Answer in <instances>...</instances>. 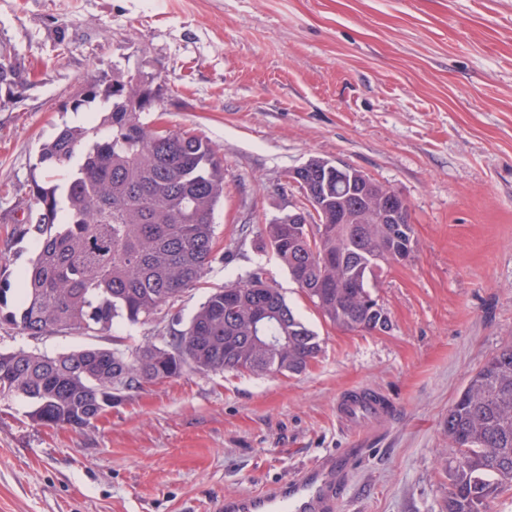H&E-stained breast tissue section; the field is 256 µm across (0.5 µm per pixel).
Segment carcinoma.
I'll use <instances>...</instances> for the list:
<instances>
[{"label": "carcinoma", "instance_id": "cac0c4a2", "mask_svg": "<svg viewBox=\"0 0 512 512\" xmlns=\"http://www.w3.org/2000/svg\"><path fill=\"white\" fill-rule=\"evenodd\" d=\"M23 76L0 54V87ZM153 75L101 72L86 97L112 102L98 124L65 127L43 145L39 163L78 162L64 187L33 182L37 254L8 320L28 336L79 332L96 336L117 319L155 321L204 277L215 260L213 215L224 200V161L204 138L168 130L156 137L134 98ZM384 185L355 184L366 204ZM304 197L320 206L316 224L265 225L267 245L322 316L348 331L371 332L383 308L369 279L381 268L388 224L368 225L354 246L350 225L336 219V188L312 179ZM270 308L264 335L250 339L257 311ZM321 352L319 336L294 313L260 269L214 288L183 330L148 339L134 350L85 347L49 355L0 351V400L29 404L34 423L92 425L112 406L117 384H146L197 373L300 374ZM448 512H487L512 483V344L489 358L448 410Z\"/></svg>", "mask_w": 512, "mask_h": 512}]
</instances>
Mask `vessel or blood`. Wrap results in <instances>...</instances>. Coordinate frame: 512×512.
I'll return each mask as SVG.
<instances>
[{"mask_svg": "<svg viewBox=\"0 0 512 512\" xmlns=\"http://www.w3.org/2000/svg\"><path fill=\"white\" fill-rule=\"evenodd\" d=\"M388 414L385 399L376 393L351 391L336 400V418L346 427L375 424ZM353 460L348 449H338L288 483L271 482L252 493L225 497L220 508L222 512H336Z\"/></svg>", "mask_w": 512, "mask_h": 512, "instance_id": "1", "label": "vessel or blood"}]
</instances>
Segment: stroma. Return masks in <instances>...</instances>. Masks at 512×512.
<instances>
[{
    "mask_svg": "<svg viewBox=\"0 0 512 512\" xmlns=\"http://www.w3.org/2000/svg\"><path fill=\"white\" fill-rule=\"evenodd\" d=\"M0 52L26 80L0 92V287L15 310L36 255L38 163L75 124L99 71L154 73L151 121L208 139L224 160L219 247L189 320L216 286L263 269L322 351L298 375L226 372L116 391L94 426L38 425L0 403V512H213L217 500L285 481L347 447L336 399L380 392L388 426L337 512H447L448 410L469 376L512 343V0H0ZM363 171L410 204L418 247L383 265L372 295L390 325L325 321L268 247L265 224L303 204L310 158ZM171 320L103 335L31 337L0 319V350L53 354L135 346Z\"/></svg>",
    "mask_w": 512,
    "mask_h": 512,
    "instance_id": "stroma-1",
    "label": "stroma"
}]
</instances>
